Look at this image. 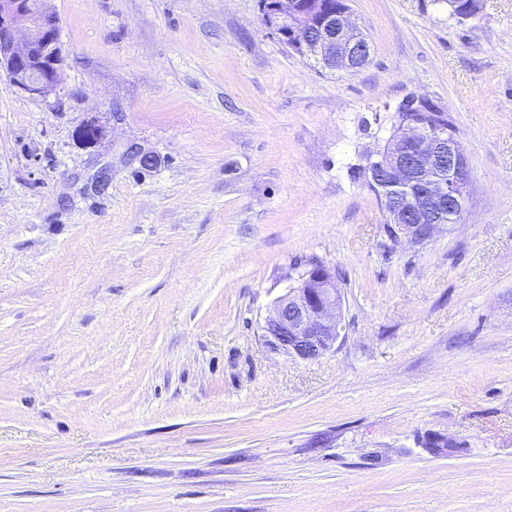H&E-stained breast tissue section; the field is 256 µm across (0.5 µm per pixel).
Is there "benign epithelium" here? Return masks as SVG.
I'll use <instances>...</instances> for the list:
<instances>
[{
    "label": "benign epithelium",
    "instance_id": "1",
    "mask_svg": "<svg viewBox=\"0 0 512 512\" xmlns=\"http://www.w3.org/2000/svg\"><path fill=\"white\" fill-rule=\"evenodd\" d=\"M261 25L305 59L354 71L368 63L372 48L343 0L334 10L321 0H258ZM0 70L30 98L55 94L64 80L60 19L51 0H0ZM408 113L402 132L364 155L379 194L403 198L415 213L431 215L428 224H403L389 215L390 237L423 245L463 218L468 204L470 169L460 139L448 133L446 109L422 96L399 104ZM342 330V297L336 276L318 266L299 276L297 285L278 297L262 326L264 344L292 359L315 360L330 351ZM426 448L450 455L460 444L432 435Z\"/></svg>",
    "mask_w": 512,
    "mask_h": 512
}]
</instances>
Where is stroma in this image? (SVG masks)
Returning a JSON list of instances; mask_svg holds the SVG:
<instances>
[{
    "mask_svg": "<svg viewBox=\"0 0 512 512\" xmlns=\"http://www.w3.org/2000/svg\"><path fill=\"white\" fill-rule=\"evenodd\" d=\"M348 3L351 73L257 0H52L60 90L0 73V512H512V0ZM413 94L470 168L416 247L352 176ZM317 264L344 330L293 361L261 327Z\"/></svg>",
    "mask_w": 512,
    "mask_h": 512,
    "instance_id": "35a3bbf8",
    "label": "stroma"
}]
</instances>
